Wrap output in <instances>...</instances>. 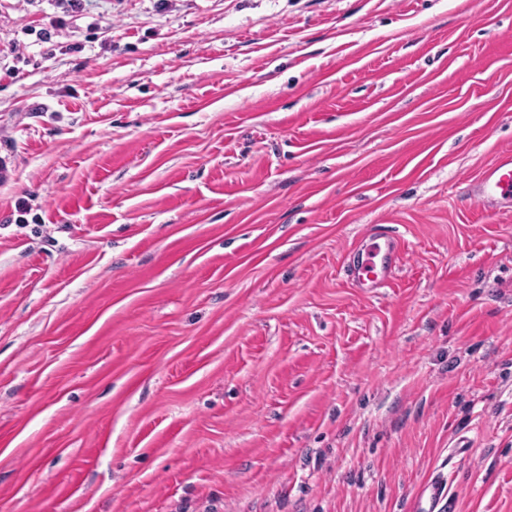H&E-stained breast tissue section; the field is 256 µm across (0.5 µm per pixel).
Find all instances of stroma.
<instances>
[{
	"label": "stroma",
	"mask_w": 512,
	"mask_h": 512,
	"mask_svg": "<svg viewBox=\"0 0 512 512\" xmlns=\"http://www.w3.org/2000/svg\"><path fill=\"white\" fill-rule=\"evenodd\" d=\"M7 45L0 512H512V0H0ZM478 202L489 205L512 201V154L503 153L482 175L477 188ZM359 259L354 266L353 281L360 288H376L384 284L391 269V255L396 250L394 239L385 233H371L357 244ZM420 512H454V502L446 486L440 481L432 482L430 494L425 506L420 504Z\"/></svg>",
	"instance_id": "obj_1"
}]
</instances>
